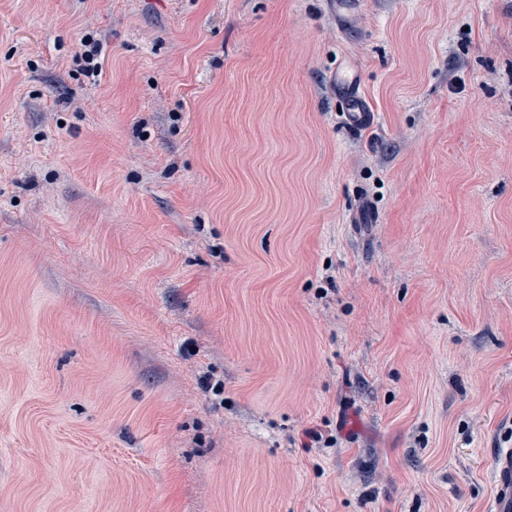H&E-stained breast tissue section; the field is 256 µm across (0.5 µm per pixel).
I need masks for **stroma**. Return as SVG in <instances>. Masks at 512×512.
I'll list each match as a JSON object with an SVG mask.
<instances>
[{"mask_svg":"<svg viewBox=\"0 0 512 512\" xmlns=\"http://www.w3.org/2000/svg\"><path fill=\"white\" fill-rule=\"evenodd\" d=\"M502 448L512 0H0V512H489ZM81 53L79 54L78 77L87 80L97 78L101 73V56L103 45L101 41L91 33H86L81 38Z\"/></svg>","mask_w":512,"mask_h":512,"instance_id":"obj_1","label":"stroma"}]
</instances>
